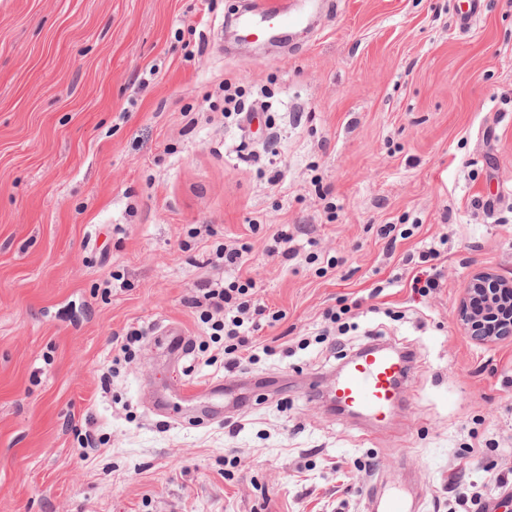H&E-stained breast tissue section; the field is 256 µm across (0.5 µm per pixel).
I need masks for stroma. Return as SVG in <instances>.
<instances>
[{"label": "stroma", "mask_w": 512, "mask_h": 512, "mask_svg": "<svg viewBox=\"0 0 512 512\" xmlns=\"http://www.w3.org/2000/svg\"><path fill=\"white\" fill-rule=\"evenodd\" d=\"M254 2L0 0V512H365L394 485L416 512H512V340L456 322L475 269L512 277V0L466 29L457 0H328L271 42L241 37ZM206 280L282 312L255 333L275 355L225 369ZM344 305L348 352L414 355L374 436L312 388ZM217 380L250 407L210 415ZM158 342L161 343L173 357L186 355L187 340L184 331L179 325L168 324L157 333Z\"/></svg>", "instance_id": "obj_1"}]
</instances>
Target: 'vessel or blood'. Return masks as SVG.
Listing matches in <instances>:
<instances>
[{
	"mask_svg": "<svg viewBox=\"0 0 512 512\" xmlns=\"http://www.w3.org/2000/svg\"><path fill=\"white\" fill-rule=\"evenodd\" d=\"M308 16V10H295L289 0H258L238 25L247 35L265 41L305 24ZM158 341L172 356H185L187 340L179 325L162 327ZM409 372L403 354L388 346L367 345L344 362L331 387L332 401L338 411L362 422L367 430L384 429L400 405ZM368 512H414V503L403 494L383 490L371 497Z\"/></svg>",
	"mask_w": 512,
	"mask_h": 512,
	"instance_id": "b4317fda",
	"label": "vessel or blood"
}]
</instances>
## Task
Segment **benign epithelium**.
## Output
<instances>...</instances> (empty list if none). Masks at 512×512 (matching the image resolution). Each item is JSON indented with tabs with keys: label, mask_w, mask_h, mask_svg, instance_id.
<instances>
[{
	"label": "benign epithelium",
	"mask_w": 512,
	"mask_h": 512,
	"mask_svg": "<svg viewBox=\"0 0 512 512\" xmlns=\"http://www.w3.org/2000/svg\"><path fill=\"white\" fill-rule=\"evenodd\" d=\"M512 278L493 270L478 269L470 275L461 296L456 319L475 342L483 345L512 339Z\"/></svg>",
	"instance_id": "7a95c632"
}]
</instances>
